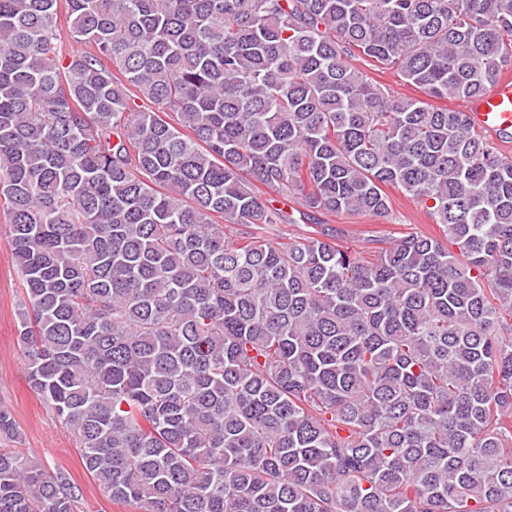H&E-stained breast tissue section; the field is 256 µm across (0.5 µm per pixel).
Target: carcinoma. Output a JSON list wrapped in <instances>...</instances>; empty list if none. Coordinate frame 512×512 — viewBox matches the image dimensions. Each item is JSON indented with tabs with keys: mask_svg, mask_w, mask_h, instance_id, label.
Listing matches in <instances>:
<instances>
[{
	"mask_svg": "<svg viewBox=\"0 0 512 512\" xmlns=\"http://www.w3.org/2000/svg\"><path fill=\"white\" fill-rule=\"evenodd\" d=\"M356 58L476 98L512 66V0H0L27 380L110 499L512 512V160ZM262 186L313 234L257 235L287 220ZM388 187L443 237L368 259L316 220L386 219ZM81 497L0 451V512Z\"/></svg>",
	"mask_w": 512,
	"mask_h": 512,
	"instance_id": "cac0c4a2",
	"label": "carcinoma"
}]
</instances>
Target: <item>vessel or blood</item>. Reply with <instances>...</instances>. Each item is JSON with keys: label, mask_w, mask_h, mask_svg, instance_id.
Returning a JSON list of instances; mask_svg holds the SVG:
<instances>
[{"label": "vessel or blood", "mask_w": 512, "mask_h": 512, "mask_svg": "<svg viewBox=\"0 0 512 512\" xmlns=\"http://www.w3.org/2000/svg\"><path fill=\"white\" fill-rule=\"evenodd\" d=\"M468 112L476 129L498 141L512 139V77H502L471 100Z\"/></svg>", "instance_id": "b4317fda"}]
</instances>
